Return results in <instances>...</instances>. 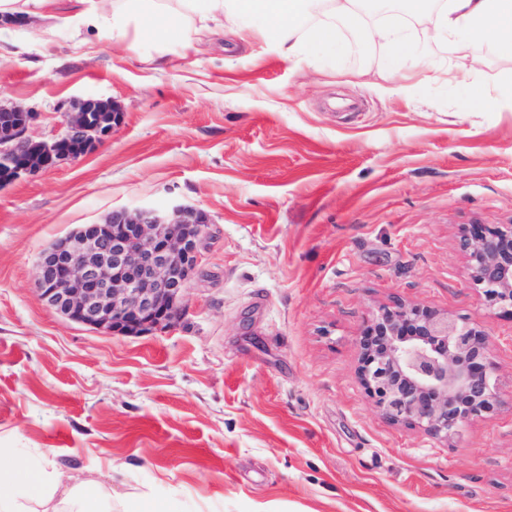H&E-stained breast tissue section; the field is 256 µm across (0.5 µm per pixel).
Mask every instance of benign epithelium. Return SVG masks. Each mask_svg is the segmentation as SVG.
Listing matches in <instances>:
<instances>
[{"label": "benign epithelium", "mask_w": 512, "mask_h": 512, "mask_svg": "<svg viewBox=\"0 0 512 512\" xmlns=\"http://www.w3.org/2000/svg\"><path fill=\"white\" fill-rule=\"evenodd\" d=\"M0 187L75 161L111 138L119 110L86 100L64 112L62 131L36 141L31 109L0 104ZM204 212L119 209L52 242L39 256L37 290L57 314L107 333L145 334L173 325L206 237ZM471 279L486 301L512 310V225L464 234ZM358 378L382 415L445 441L468 420L495 411L489 341L448 312L397 304L376 316L359 340Z\"/></svg>", "instance_id": "1"}]
</instances>
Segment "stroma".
I'll list each match as a JSON object with an SVG mask.
<instances>
[{"label": "stroma", "instance_id": "1", "mask_svg": "<svg viewBox=\"0 0 512 512\" xmlns=\"http://www.w3.org/2000/svg\"><path fill=\"white\" fill-rule=\"evenodd\" d=\"M48 0L0 31V103L114 102L111 139L0 188V466L148 497L155 512H512V312L469 273L463 231L512 224V60L476 66L418 39L432 70L379 75L337 23L334 61L288 63L259 38L137 51ZM477 84L494 106L467 100ZM203 211L183 315L111 335L49 309L40 253L115 209ZM398 302L489 337L499 403L441 442L388 421L357 378L358 340Z\"/></svg>", "mask_w": 512, "mask_h": 512}]
</instances>
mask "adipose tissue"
<instances>
[{"mask_svg": "<svg viewBox=\"0 0 512 512\" xmlns=\"http://www.w3.org/2000/svg\"><path fill=\"white\" fill-rule=\"evenodd\" d=\"M73 16L76 27L91 28L127 39L132 4L146 10L156 42L168 40L184 20L223 26L225 13H234L241 30L263 38L282 60H311L342 55L346 46L336 37L335 18L359 25L367 44L379 46L382 61L398 73L405 59L414 57L416 46L402 30L377 25L373 14L401 12L423 27L428 40L454 39L460 56H467L470 42L493 38L501 56L512 58V0H319L321 22H311L303 0H82ZM58 480L41 467H0V512H32L33 503L49 502Z\"/></svg>", "mask_w": 512, "mask_h": 512, "instance_id": "ef3b65f1", "label": "adipose tissue"}]
</instances>
